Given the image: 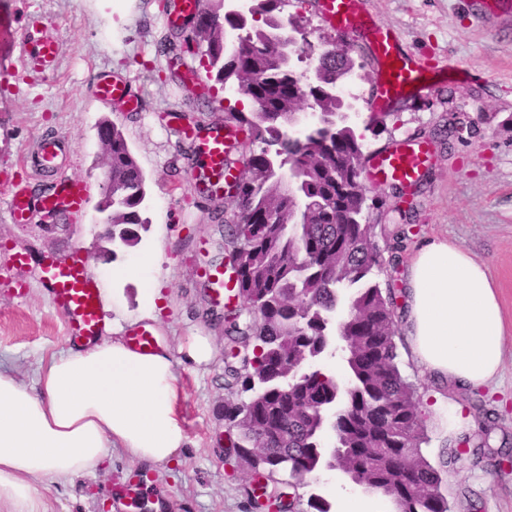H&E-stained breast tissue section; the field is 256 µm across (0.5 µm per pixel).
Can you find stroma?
Here are the masks:
<instances>
[{
    "label": "stroma",
    "instance_id": "stroma-1",
    "mask_svg": "<svg viewBox=\"0 0 512 512\" xmlns=\"http://www.w3.org/2000/svg\"><path fill=\"white\" fill-rule=\"evenodd\" d=\"M316 0H294L286 11L313 44L335 35L355 62L359 95L352 115L364 130L367 151L382 150L408 137L429 141L433 155L407 202V221L395 211L400 202L391 186L367 184L378 203L372 214L383 270L381 286L395 292V336L401 369L417 392L418 413L427 437L424 456L443 479L441 490L451 512H512V11L495 0H364L369 24L392 29L405 53L427 65L455 62L479 73L478 81L436 87L426 98L399 100L389 109L398 121L366 128L378 76L367 41L332 32L315 7ZM22 9L42 13L59 36L58 68L52 75L13 81L0 95V366L33 383L41 359L61 351L69 337L64 315L43 286V266L67 263L71 251L86 258V268L101 280L132 263L141 249L159 253L155 277L163 300L148 323L166 342L175 360L180 423L188 440L177 463L151 467L149 501L158 512H257L246 493L249 475L227 452L224 401L235 392L224 374V321L204 289V271L224 255V226L214 211H231V199H202L188 174L187 145L169 128L172 117L220 122L224 111L202 108L172 77L166 58L155 56L161 39L175 36L163 0H18ZM123 78L139 100L137 110L94 97L92 72ZM468 115L473 137L448 136V113ZM112 120L146 178L140 206L148 218L140 246L104 254L96 239L102 216L98 177L97 126ZM46 137L67 142L66 176L89 186L83 217L71 223L47 222L34 212L22 225L12 223L7 206L10 187L33 181L25 157ZM445 238L482 263L494 284L504 318L503 367L480 387L441 381L415 361L407 341L404 309L408 265L417 246ZM25 285L17 295L15 284ZM210 337L211 362L187 361L182 347L189 336ZM139 467L113 451L104 469L67 485L44 481L38 491L48 512H134L119 492ZM291 493L296 512H311L307 501L318 495L330 505L350 496L369 512H392L391 502L366 491L336 471H321Z\"/></svg>",
    "mask_w": 512,
    "mask_h": 512
}]
</instances>
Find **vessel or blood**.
Listing matches in <instances>:
<instances>
[{
	"label": "vessel or blood",
	"mask_w": 512,
	"mask_h": 512,
	"mask_svg": "<svg viewBox=\"0 0 512 512\" xmlns=\"http://www.w3.org/2000/svg\"><path fill=\"white\" fill-rule=\"evenodd\" d=\"M317 7L321 18L331 27L364 32L374 56L384 61L385 71L371 102L374 111H383L400 99L422 97L441 82L468 80L473 76L470 69L458 64L438 70L423 67L401 49L389 30L367 26L362 0H318ZM199 8V0H172L169 25H187ZM57 63V37L44 28L41 16L34 11L19 12L15 0H0V74L14 77L22 67L33 74H45L55 71ZM92 92L102 101H115L131 109L138 106L127 82L103 71L93 75ZM187 136L195 148L189 156L192 175L201 181L204 194L223 197L225 184L235 177L233 171L224 167L232 134L219 123L188 129ZM430 159L429 142L403 139L385 151L370 155L365 169L375 184L409 185L423 174ZM67 160V149L62 141L50 139L39 144L32 160L35 174L59 177V190L40 197L34 195L29 186L15 187L9 202L12 222L26 221L36 208L57 209L71 215L81 212L87 189L82 181L62 178ZM43 283L55 309L65 315L71 340L92 341L101 321L98 290L80 259L72 258L64 265L48 264Z\"/></svg>",
	"instance_id": "obj_1"
}]
</instances>
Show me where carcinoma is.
Listing matches in <instances>:
<instances>
[{
    "label": "carcinoma",
    "instance_id": "1",
    "mask_svg": "<svg viewBox=\"0 0 512 512\" xmlns=\"http://www.w3.org/2000/svg\"><path fill=\"white\" fill-rule=\"evenodd\" d=\"M222 2L200 0L194 35L156 51L207 58L206 73L233 81L251 107L225 113V125L263 145L241 161L225 235L248 305L226 326L228 341L251 343L258 355L242 372L228 369L238 390L224 422L271 482L337 470L393 512H448L440 472L421 451L414 387L400 370L393 294L372 281L381 261L361 181L365 145L336 95L354 60L327 42L305 82L293 63L300 46L285 55L271 41L286 29V0H250L245 13L223 11ZM308 102L316 118L295 136V111ZM101 155L112 166V188L102 186L112 194V237L133 247L145 227V176L116 126ZM337 354L342 380L320 366Z\"/></svg>",
    "mask_w": 512,
    "mask_h": 512
}]
</instances>
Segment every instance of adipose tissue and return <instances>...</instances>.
Segmentation results:
<instances>
[{
	"mask_svg": "<svg viewBox=\"0 0 512 512\" xmlns=\"http://www.w3.org/2000/svg\"><path fill=\"white\" fill-rule=\"evenodd\" d=\"M409 341L431 374L481 386L503 365V318L483 264L433 238L415 251L407 289ZM168 345L141 354L119 339L44 359L34 384L0 368V512H47L38 486L100 469L112 450L172 462L187 436Z\"/></svg>",
	"mask_w": 512,
	"mask_h": 512,
	"instance_id": "adipose-tissue-1",
	"label": "adipose tissue"
}]
</instances>
